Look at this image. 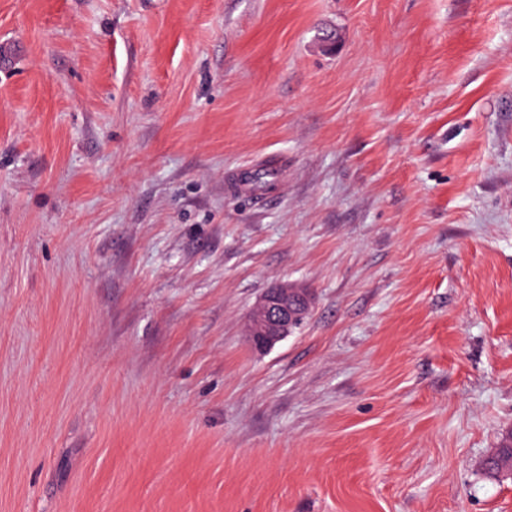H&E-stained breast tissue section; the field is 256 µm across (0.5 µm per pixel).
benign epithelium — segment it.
Returning a JSON list of instances; mask_svg holds the SVG:
<instances>
[{
    "mask_svg": "<svg viewBox=\"0 0 512 512\" xmlns=\"http://www.w3.org/2000/svg\"><path fill=\"white\" fill-rule=\"evenodd\" d=\"M311 302L312 293L303 286L278 283L266 289L246 318L251 345L259 351L272 349L307 316Z\"/></svg>",
    "mask_w": 512,
    "mask_h": 512,
    "instance_id": "1",
    "label": "benign epithelium"
}]
</instances>
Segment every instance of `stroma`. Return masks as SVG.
<instances>
[{"mask_svg": "<svg viewBox=\"0 0 512 512\" xmlns=\"http://www.w3.org/2000/svg\"><path fill=\"white\" fill-rule=\"evenodd\" d=\"M2 47L0 512H512V0H0ZM311 302L312 293L303 286L278 283L267 288L246 318L251 345L259 351L272 349L307 316Z\"/></svg>", "mask_w": 512, "mask_h": 512, "instance_id": "1", "label": "stroma"}]
</instances>
